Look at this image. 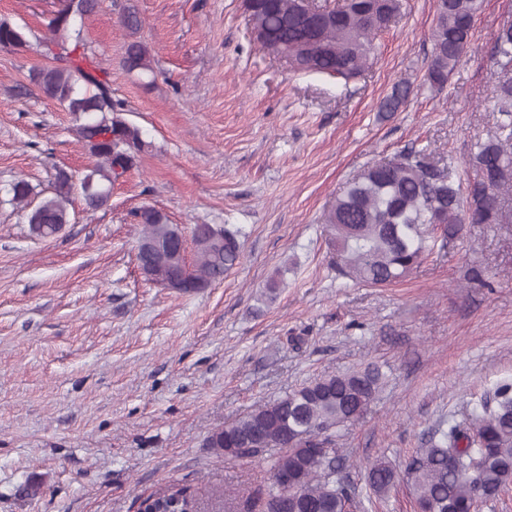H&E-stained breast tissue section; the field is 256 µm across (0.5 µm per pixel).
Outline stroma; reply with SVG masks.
<instances>
[{"mask_svg":"<svg viewBox=\"0 0 512 512\" xmlns=\"http://www.w3.org/2000/svg\"><path fill=\"white\" fill-rule=\"evenodd\" d=\"M435 3L403 0L348 82L265 52L242 0H100L72 21L149 149L107 207L86 210L73 194L54 237H32L25 210L0 205V512H138L174 484L208 512H236L271 472L209 448L212 431L370 364L382 386L336 434L352 512H415L406 482L380 498L364 472L379 458L403 470L483 392L512 381V222L466 225L404 281L370 288L338 275L325 215L361 170L411 147L476 180L469 156L497 122L493 35L512 0H483L441 89L426 80ZM60 7L0 0V21L31 42L0 48V189L22 178L46 194L56 169L94 162L74 115L28 79L49 62L41 42ZM130 8L150 74L122 64ZM402 82L404 104L381 111ZM143 207L187 231H238L239 264L193 294L147 281L134 216Z\"/></svg>","mask_w":512,"mask_h":512,"instance_id":"obj_1","label":"stroma"}]
</instances>
